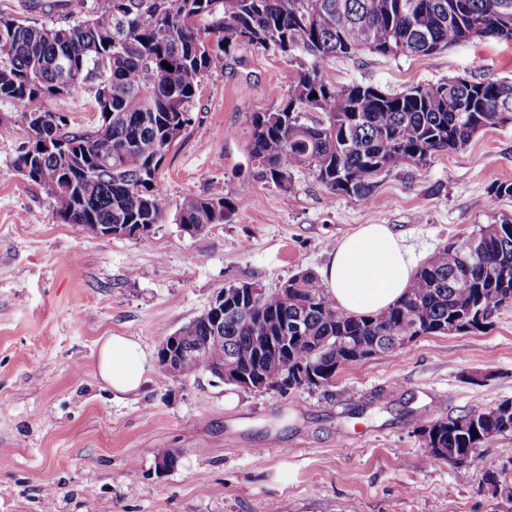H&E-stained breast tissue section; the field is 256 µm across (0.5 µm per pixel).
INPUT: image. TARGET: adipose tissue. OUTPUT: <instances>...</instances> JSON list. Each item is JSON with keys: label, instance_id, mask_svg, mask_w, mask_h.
<instances>
[{"label": "adipose tissue", "instance_id": "adipose-tissue-1", "mask_svg": "<svg viewBox=\"0 0 512 512\" xmlns=\"http://www.w3.org/2000/svg\"><path fill=\"white\" fill-rule=\"evenodd\" d=\"M414 275L413 258L384 224H365L338 242L320 271L338 307L354 315H374L406 294ZM153 363L130 337H106L98 353L101 379L113 391H136Z\"/></svg>", "mask_w": 512, "mask_h": 512}]
</instances>
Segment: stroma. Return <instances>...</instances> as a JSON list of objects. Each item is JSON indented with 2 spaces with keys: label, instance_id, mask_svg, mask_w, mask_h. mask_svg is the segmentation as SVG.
Wrapping results in <instances>:
<instances>
[{
  "label": "stroma",
  "instance_id": "1",
  "mask_svg": "<svg viewBox=\"0 0 512 512\" xmlns=\"http://www.w3.org/2000/svg\"><path fill=\"white\" fill-rule=\"evenodd\" d=\"M106 4L0 0V11L63 25ZM307 61L300 51L227 49L159 167L164 218L144 244L63 223L14 170L30 129L18 107L0 102V512H512V431L459 464L426 463L419 431L512 401V307L483 329L422 336L344 367L326 388L249 391L203 372L173 379L156 370L138 393L119 394L98 376L103 337H132L156 357L163 333L200 316L219 291H270L319 273L359 225H388L422 264L512 220V197L491 192L512 182V126L424 165L397 164L364 198L330 195L305 167L289 168V193L257 179L251 119L279 107ZM323 76L390 92L457 77L512 81V42L465 40L431 56L364 52L330 60ZM95 93L84 85L46 106L69 129H89ZM217 182L242 208L201 234L183 232V197ZM162 448L179 452L165 473L155 467Z\"/></svg>",
  "mask_w": 512,
  "mask_h": 512
}]
</instances>
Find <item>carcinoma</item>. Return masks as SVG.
Listing matches in <instances>:
<instances>
[{
  "mask_svg": "<svg viewBox=\"0 0 512 512\" xmlns=\"http://www.w3.org/2000/svg\"><path fill=\"white\" fill-rule=\"evenodd\" d=\"M472 37L512 42V0H109V6L67 27L23 22L0 13V101L38 115L15 169L58 206L67 224H112L122 237L149 241L161 222L156 171L188 127L190 108L207 71L224 68V49L249 45L311 57L273 112L252 117L248 154L259 178L291 190L288 167L309 168L331 195L365 197L383 169L424 164L438 152H458L479 132L512 124V81L448 80L388 93L372 85L338 88L323 65L362 52L430 55ZM168 63L169 71L162 66ZM77 86H96L98 123L68 131L45 102ZM317 97H311V94ZM61 144L44 156L40 142ZM242 203L216 183L205 196L183 198L178 223L197 232L222 224ZM480 252L470 260L450 243L415 273L406 295L379 314L350 315L310 273L289 277L249 298L224 290V314L214 341L211 323L183 327L182 343L204 360L184 359L185 376L201 362L236 363L265 386L292 390L289 371L311 373L306 388L331 385L364 348L403 349L408 316L425 334L448 327L479 329L477 316L512 305V221L473 234ZM298 325L302 334L283 336ZM466 413L434 424L432 463L477 456L486 439L506 432L495 424L475 437L459 428Z\"/></svg>",
  "mask_w": 512,
  "mask_h": 512,
  "instance_id": "cac0c4a2",
  "label": "carcinoma"
}]
</instances>
